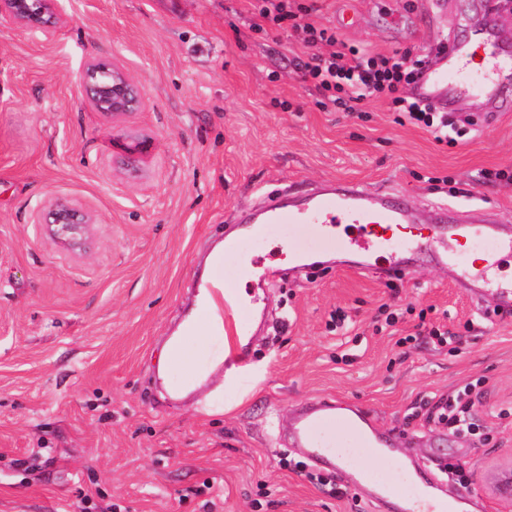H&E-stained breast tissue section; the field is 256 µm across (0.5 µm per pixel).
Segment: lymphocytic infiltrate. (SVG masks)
<instances>
[{
	"label": "lymphocytic infiltrate",
	"mask_w": 512,
	"mask_h": 512,
	"mask_svg": "<svg viewBox=\"0 0 512 512\" xmlns=\"http://www.w3.org/2000/svg\"><path fill=\"white\" fill-rule=\"evenodd\" d=\"M256 9L265 21L277 26L287 23L302 32L304 43L314 47L315 52L296 59L295 68L303 78L312 79L332 104L344 106L382 94L410 123L438 135L447 128V118H436L430 105L400 92L402 86L414 85L422 60L413 61L405 55L368 58L355 47L346 53L336 50L335 32L311 22L313 9L301 0H261Z\"/></svg>",
	"instance_id": "f902f5d3"
}]
</instances>
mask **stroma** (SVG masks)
<instances>
[{"mask_svg": "<svg viewBox=\"0 0 512 512\" xmlns=\"http://www.w3.org/2000/svg\"><path fill=\"white\" fill-rule=\"evenodd\" d=\"M53 37L0 28V512H396L347 473L302 464L283 439L293 412L332 397L370 410L395 462L461 463L477 512H505L488 475L512 460V318L488 322L471 294L421 260L390 289L347 269L280 278L247 365L197 396L166 399L170 333L193 306L212 245L262 192L331 179L408 203L454 205L460 224L512 232V104L487 132L454 102L451 143L402 124L390 101L323 105L294 70L298 33L251 0H58ZM485 0H318L312 19L367 55L424 58L480 28ZM120 63L142 106L95 112L77 79ZM149 140L124 152L120 141ZM93 220L83 249L48 239L49 205ZM399 310L377 332L382 306ZM445 326L448 343L421 335ZM481 382L474 432L426 423L430 403Z\"/></svg>", "mask_w": 512, "mask_h": 512, "instance_id": "1", "label": "stroma"}]
</instances>
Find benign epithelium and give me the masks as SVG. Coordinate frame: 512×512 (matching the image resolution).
<instances>
[{
  "label": "benign epithelium",
  "mask_w": 512,
  "mask_h": 512,
  "mask_svg": "<svg viewBox=\"0 0 512 512\" xmlns=\"http://www.w3.org/2000/svg\"><path fill=\"white\" fill-rule=\"evenodd\" d=\"M59 18L55 10V0H0V27L34 28L46 36L55 34ZM110 78L102 83H92L85 74L98 70L91 64L79 77L83 94L93 108L114 118L137 111L142 105V97L137 84L123 66L113 63ZM90 230L89 217L81 209L65 204H56L50 213L46 232L50 237L62 240L72 247H80L84 236ZM489 483L494 493L512 507V462L493 470Z\"/></svg>",
  "instance_id": "benign-epithelium-1"
}]
</instances>
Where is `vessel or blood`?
Instances as JSON below:
<instances>
[{
    "label": "vessel or blood",
    "instance_id": "obj_1",
    "mask_svg": "<svg viewBox=\"0 0 512 512\" xmlns=\"http://www.w3.org/2000/svg\"><path fill=\"white\" fill-rule=\"evenodd\" d=\"M495 25L490 18L485 31L432 46L414 96L441 109L461 97L478 98L484 105L477 115L479 124L493 125L499 113L500 83L512 76V52L486 34ZM436 212L434 223L421 233L415 229L417 217L407 203L353 183L327 181L302 197L271 192L261 203L239 210V234L227 247L240 249L251 241L278 235L284 224H304L317 237L334 242L336 265L401 282L414 273L419 258L427 256L463 288L485 282L503 257H512V237L494 236L485 225L449 224L444 205ZM379 250L387 253L382 265L374 259ZM237 269L240 278L255 280L252 303L260 305L267 277L256 275L250 262L238 263ZM205 288V311L224 328L219 358L226 366L239 364L247 359L250 343V329L240 319L239 295L219 278L206 281ZM290 435L307 460L332 470L354 473L363 458L394 453L389 439L366 412L339 406L332 399L313 401L296 412ZM374 484L380 498L402 497L403 512H459L458 500H436L427 480L416 472L401 481L379 476Z\"/></svg>",
    "mask_w": 512,
    "mask_h": 512
}]
</instances>
